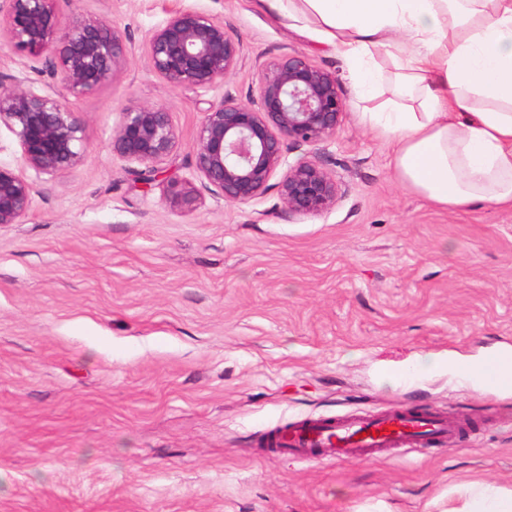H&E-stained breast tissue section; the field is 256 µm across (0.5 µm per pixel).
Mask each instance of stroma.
Returning a JSON list of instances; mask_svg holds the SVG:
<instances>
[{"label":"stroma","mask_w":512,"mask_h":512,"mask_svg":"<svg viewBox=\"0 0 512 512\" xmlns=\"http://www.w3.org/2000/svg\"><path fill=\"white\" fill-rule=\"evenodd\" d=\"M125 43L94 96L0 49V85L60 96L85 160L34 169L20 223L0 226V512H447L473 484L512 489V392L458 379L452 358L512 349V208L442 209L403 187L390 146L359 118L342 57L255 0H59ZM197 8L240 47L221 86L171 89L143 42ZM303 54L333 73L334 136L290 146L341 186L327 212L287 217L278 189L237 204L193 172L198 127L259 64ZM169 107L174 150L144 183L112 151L117 110ZM196 201L174 207L168 181ZM431 408L460 440L375 460L259 455L263 433L307 416Z\"/></svg>","instance_id":"35a3bbf8"}]
</instances>
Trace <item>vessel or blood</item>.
<instances>
[{
  "mask_svg": "<svg viewBox=\"0 0 512 512\" xmlns=\"http://www.w3.org/2000/svg\"><path fill=\"white\" fill-rule=\"evenodd\" d=\"M475 376L483 384L511 391L512 350L489 353L478 365ZM460 430L457 418L439 411L309 416L268 431L258 448L263 455H285L305 461L370 460L391 449L426 447L452 440Z\"/></svg>",
  "mask_w": 512,
  "mask_h": 512,
  "instance_id": "obj_1",
  "label": "vessel or blood"
}]
</instances>
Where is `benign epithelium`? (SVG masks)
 Here are the masks:
<instances>
[{
	"mask_svg": "<svg viewBox=\"0 0 512 512\" xmlns=\"http://www.w3.org/2000/svg\"><path fill=\"white\" fill-rule=\"evenodd\" d=\"M0 35L16 51L42 63L75 96L93 95L110 83L123 58L122 35L104 21L59 16L56 0H0ZM153 71L173 88L210 89L224 83L239 60V46L224 23L206 12L181 9L144 41ZM347 112L336 76L298 53H286L257 70L248 100L231 91L204 113L195 149L197 177L232 203L244 204L278 188L288 216L330 210L340 185L318 157L286 160V144L317 145L336 134ZM0 123L17 136L24 167L0 164V226L26 214L33 186L30 167L63 176L83 160L82 129L68 105L17 80L0 90ZM177 135L165 105L127 106L119 111L112 151L142 168L152 180L154 164L169 155ZM166 200L195 201L189 182L172 181Z\"/></svg>",
	"mask_w": 512,
	"mask_h": 512,
	"instance_id": "obj_1",
	"label": "benign epithelium"
}]
</instances>
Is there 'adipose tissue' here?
Wrapping results in <instances>:
<instances>
[{
	"label": "adipose tissue",
	"instance_id": "obj_1",
	"mask_svg": "<svg viewBox=\"0 0 512 512\" xmlns=\"http://www.w3.org/2000/svg\"><path fill=\"white\" fill-rule=\"evenodd\" d=\"M311 27L376 97L375 54L395 89L363 121L394 146L400 182L434 205L512 207V0H259Z\"/></svg>",
	"mask_w": 512,
	"mask_h": 512
}]
</instances>
